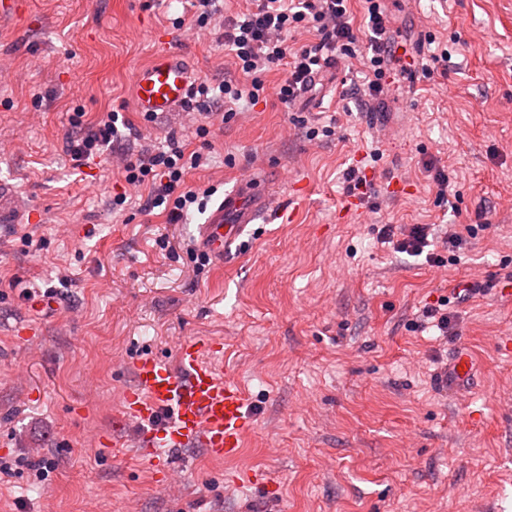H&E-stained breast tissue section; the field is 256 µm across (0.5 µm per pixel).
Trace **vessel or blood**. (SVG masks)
Instances as JSON below:
<instances>
[{"mask_svg":"<svg viewBox=\"0 0 512 512\" xmlns=\"http://www.w3.org/2000/svg\"><path fill=\"white\" fill-rule=\"evenodd\" d=\"M193 69L184 55L161 51L133 75L139 111L162 115L179 110L194 83ZM276 212V197L250 179L226 191L200 228L201 252L223 259L247 226ZM221 341L210 337L185 340L178 348L176 365L156 358L138 360L132 367L133 384L119 411L122 421L140 426L137 454L153 470L173 478L172 457L191 448L204 449L214 459L236 457L242 434L249 426L246 396L237 382L225 377L217 360ZM451 367V386L467 392L470 362L457 354Z\"/></svg>","mask_w":512,"mask_h":512,"instance_id":"b4317fda","label":"vessel or blood"}]
</instances>
